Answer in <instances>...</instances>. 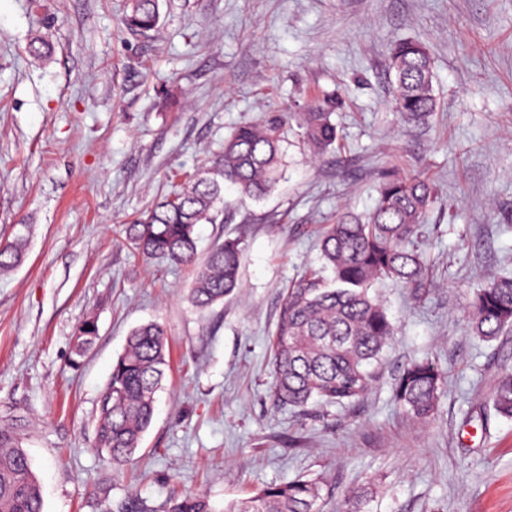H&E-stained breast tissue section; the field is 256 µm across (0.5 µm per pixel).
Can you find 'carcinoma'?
<instances>
[{"label": "carcinoma", "mask_w": 512, "mask_h": 512, "mask_svg": "<svg viewBox=\"0 0 512 512\" xmlns=\"http://www.w3.org/2000/svg\"><path fill=\"white\" fill-rule=\"evenodd\" d=\"M122 22L132 33L156 30L159 0H129ZM389 71L394 105L402 118L408 123L428 120L437 108L436 75L428 48L413 39L394 42ZM341 105L339 98L325 97L303 113V139L311 153L339 141L331 114ZM293 117L292 112H270L258 124L238 127L208 167L188 176L176 192L154 200L125 226L126 244L136 254L193 268L188 298L194 307L209 308L241 288V239L224 237L201 260L197 225L215 222V215L224 211L226 184L235 188L240 204L274 189L284 169L281 131ZM434 200L430 179L387 174L368 213L346 209L323 226L320 251L332 278L309 270L282 291L269 343L277 405L301 409L314 400L346 407L371 391L370 366L395 336V325L370 290L386 278L406 288L424 279L426 268L413 240ZM28 228L21 225L13 240L0 246V272L23 262ZM467 316L473 332L486 340L512 331V277L493 275L481 282L472 290ZM96 334L92 319L78 326L72 364H79ZM167 367L164 326L151 321L132 329L113 364L95 419L94 448L109 455L113 469L126 466L139 448L152 423ZM443 387V371L435 361L415 360L395 378L394 398L413 418L428 420ZM491 401L498 414L512 417L511 365L497 372ZM22 443L17 421L0 419V512H43L40 483ZM319 499V482L298 478L272 484L225 512H318ZM169 512L215 510L204 495L196 494L173 499Z\"/></svg>", "instance_id": "obj_1"}]
</instances>
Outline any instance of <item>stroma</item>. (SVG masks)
I'll return each instance as SVG.
<instances>
[{"mask_svg":"<svg viewBox=\"0 0 512 512\" xmlns=\"http://www.w3.org/2000/svg\"><path fill=\"white\" fill-rule=\"evenodd\" d=\"M128 0H0V241L32 228L0 276V416L24 421L43 512H168L201 492L216 508L298 477L321 512L372 488L369 512H512V418L490 391L512 332L485 341L467 319L484 275L512 273V0H160L158 31L133 34ZM36 35L51 56L30 57ZM424 42L436 111L409 124L388 71L393 40ZM339 96L342 148L310 156L291 124L266 197L200 227L199 253L242 240V286L198 310L192 273L146 261L123 227L222 151L234 127ZM422 173L438 200L416 246L425 283L375 293L397 334L370 394L341 409L281 408L268 343L281 291L321 264L318 232L367 212L383 173ZM98 333L80 368L73 335ZM168 330L169 369L133 461L93 446L98 401L129 331ZM435 360L446 390L426 421L393 398L407 363Z\"/></svg>","mask_w":512,"mask_h":512,"instance_id":"stroma-1","label":"stroma"}]
</instances>
